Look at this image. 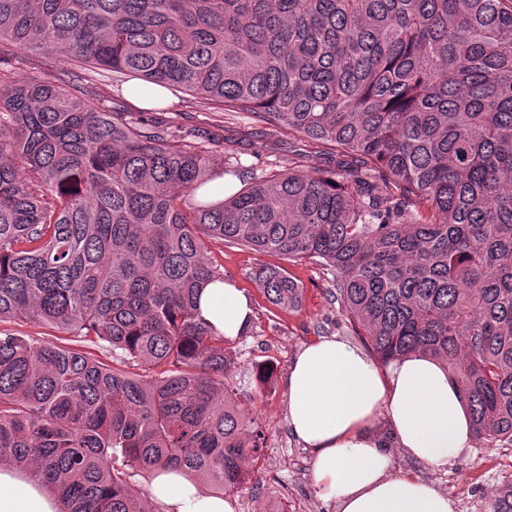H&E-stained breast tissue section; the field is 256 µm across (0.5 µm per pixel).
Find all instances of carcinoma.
Here are the masks:
<instances>
[{
    "instance_id": "obj_1",
    "label": "carcinoma",
    "mask_w": 512,
    "mask_h": 512,
    "mask_svg": "<svg viewBox=\"0 0 512 512\" xmlns=\"http://www.w3.org/2000/svg\"><path fill=\"white\" fill-rule=\"evenodd\" d=\"M58 57L74 71L40 67ZM95 71L327 146L336 171L210 201L240 175L219 141L100 108ZM224 242L322 263L381 365L438 358L476 438L512 446V0H0V323L72 336L0 331V465L58 512H158L130 486L157 467L247 484L256 410L196 309ZM255 280L298 303L285 267ZM483 512H512V482ZM0 329H9L14 331H20L27 334H31L32 336H37L40 339H47V340H54L56 342H67V341H60L57 338L58 337H64L65 334H60L56 332L54 329L43 327V326H37L30 323L23 322L21 320H16L14 322H7L2 323L0 325Z\"/></svg>"
}]
</instances>
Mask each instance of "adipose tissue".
<instances>
[{
  "label": "adipose tissue",
  "instance_id": "obj_1",
  "mask_svg": "<svg viewBox=\"0 0 512 512\" xmlns=\"http://www.w3.org/2000/svg\"><path fill=\"white\" fill-rule=\"evenodd\" d=\"M197 309L228 339L240 336L253 317L250 298L231 281L201 288ZM288 390V425L312 452L315 483L338 512H456L433 483L389 473L390 448L440 470L475 441L462 395L437 360L412 352L382 369L332 336L299 353ZM147 490L161 512H234L231 499L205 491L180 470H153ZM57 510L46 486L0 466V512Z\"/></svg>",
  "mask_w": 512,
  "mask_h": 512
}]
</instances>
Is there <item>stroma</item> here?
I'll return each mask as SVG.
<instances>
[{"instance_id": "1", "label": "stroma", "mask_w": 512, "mask_h": 512, "mask_svg": "<svg viewBox=\"0 0 512 512\" xmlns=\"http://www.w3.org/2000/svg\"><path fill=\"white\" fill-rule=\"evenodd\" d=\"M177 121L201 135L223 137L217 160L239 161L248 177L287 164L302 170L336 166L335 157L318 152L307 142L253 124L240 114L212 111L202 100L186 98ZM217 258L225 274L245 288L254 305L247 332L228 342L236 362L229 368L226 381L240 401H259L264 432L262 466L248 489L234 495V510L278 512V501L284 497L288 512H337L335 502L318 491L311 452L303 448L287 424L288 373L301 349L332 336L354 345L359 342L335 301L327 271L317 262L291 265L289 271L301 286V301L298 308L284 309L269 302L253 277L260 266L280 265L278 256L224 244ZM264 363L274 368L272 380L265 385L257 380V368ZM390 456L392 474L412 473L434 483L454 500L456 512H482L486 499L503 483L512 481V447L491 448L475 442L445 470L429 469L397 448L391 449Z\"/></svg>"}]
</instances>
